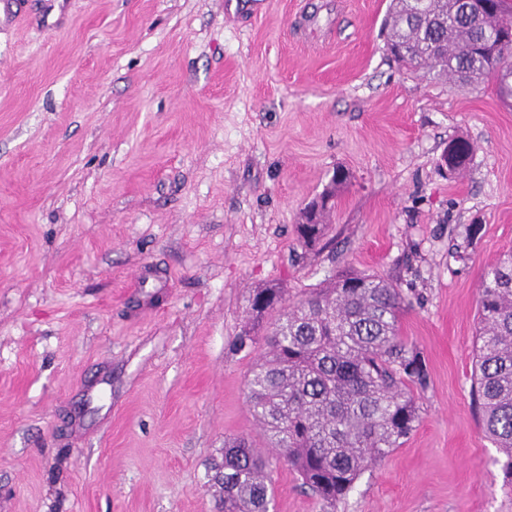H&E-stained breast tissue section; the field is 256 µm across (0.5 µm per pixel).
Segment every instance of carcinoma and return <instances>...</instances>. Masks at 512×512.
Here are the masks:
<instances>
[{
    "label": "carcinoma",
    "instance_id": "cac0c4a2",
    "mask_svg": "<svg viewBox=\"0 0 512 512\" xmlns=\"http://www.w3.org/2000/svg\"><path fill=\"white\" fill-rule=\"evenodd\" d=\"M468 0H392L385 20L387 45L412 72L480 84L491 77L493 53L483 32L512 20V5L496 0L479 14ZM461 169L471 146L448 147ZM333 197L313 200L297 240L307 249L326 237L323 217ZM477 301L478 331L472 398L486 436L504 461L512 490V252L486 270ZM411 302L392 280L343 269L293 305L280 288H264L252 301L255 319L268 325V351L246 383L250 410L264 439L323 506L335 509L359 476L410 437L418 422L414 391L429 383L422 353L400 336V317ZM268 462L249 436L224 439V460L214 480L223 490L222 512H271L274 486Z\"/></svg>",
    "mask_w": 512,
    "mask_h": 512
}]
</instances>
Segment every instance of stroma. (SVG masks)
<instances>
[{
  "label": "stroma",
  "instance_id": "1",
  "mask_svg": "<svg viewBox=\"0 0 512 512\" xmlns=\"http://www.w3.org/2000/svg\"><path fill=\"white\" fill-rule=\"evenodd\" d=\"M389 3L0 0V512H220L225 438H263L255 290L291 303L345 268L410 297L429 384L336 512H512L471 396L481 278L512 251V105L400 69ZM270 466L274 512H324ZM332 197V192L328 191L309 204L305 222L297 225V240L303 247L312 249L326 237L330 224H325L323 217Z\"/></svg>",
  "mask_w": 512,
  "mask_h": 512
}]
</instances>
